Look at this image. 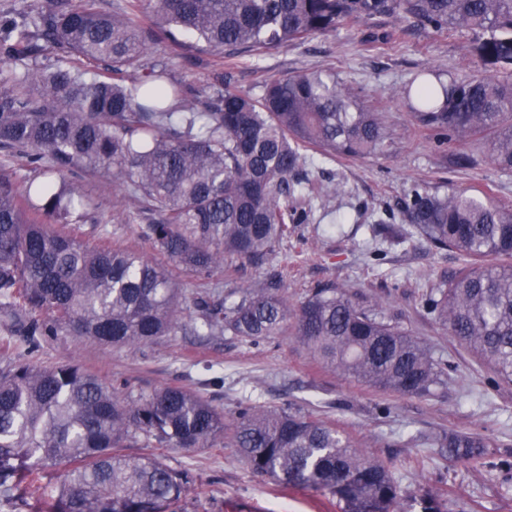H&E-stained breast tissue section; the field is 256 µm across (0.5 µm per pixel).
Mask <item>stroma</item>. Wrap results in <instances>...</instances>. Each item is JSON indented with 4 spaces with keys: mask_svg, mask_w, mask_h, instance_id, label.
I'll return each instance as SVG.
<instances>
[{
    "mask_svg": "<svg viewBox=\"0 0 512 512\" xmlns=\"http://www.w3.org/2000/svg\"><path fill=\"white\" fill-rule=\"evenodd\" d=\"M147 58L166 63L173 79L199 88L228 72L234 86L255 94L272 77L335 74L377 112L386 139L377 153L363 158L315 155L305 167L317 187L304 203L306 221L289 225L265 264L228 257L208 276L183 270L153 248L142 233L145 215L111 176L80 175L95 206L85 223L68 225V232L90 246L129 248L163 266L182 290L179 327L138 346L80 340L64 331L33 345L27 338L30 313L0 306V368L17 359L40 366L73 363L133 399L177 385L208 399L228 418L250 405L309 415L335 424L390 466L401 487L398 512H512V384L502 383L425 311V300L447 288L464 260L431 249L399 214L401 200L417 184L447 185L512 205V171L498 169L480 151L473 152L471 165H457L456 156L469 151V144L452 141L437 150L432 133L416 126L399 95L428 69L459 78L480 71L470 36L379 16L230 59L180 49L159 35ZM272 276L289 305L332 285L410 331L446 364L443 385L430 397L399 396L324 368L289 330L253 343L202 327L199 299L261 288ZM446 429L487 438L486 456L462 463L435 454L431 440ZM160 454L188 475L199 512H340L331 496L255 475L228 440L210 448H164Z\"/></svg>",
    "mask_w": 512,
    "mask_h": 512,
    "instance_id": "stroma-1",
    "label": "stroma"
}]
</instances>
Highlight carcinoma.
<instances>
[{
	"label": "carcinoma",
	"instance_id": "cac0c4a2",
	"mask_svg": "<svg viewBox=\"0 0 512 512\" xmlns=\"http://www.w3.org/2000/svg\"><path fill=\"white\" fill-rule=\"evenodd\" d=\"M400 16L436 32L467 31L498 76L443 82L428 71L403 89L411 115L444 140L468 141L512 170V0H129L121 15L95 0H58L0 31V58L31 60L0 95V145L27 158L23 187L0 176V303L46 314L28 335L124 346L178 327V288L138 252L91 249L58 224H81L94 203L70 175L107 173L152 215L153 247L185 271L209 275L233 256L259 263L305 211L300 146L359 157L385 131L357 94L320 72L271 78L258 97L219 75L208 94L144 62L156 32L191 39L190 51L227 57L273 49L349 22ZM60 47L75 60L41 63ZM99 62L103 73L82 61ZM400 213L439 251L471 260L428 312L502 381L512 383V206L463 192L413 187ZM201 301L202 326L252 342L283 325L320 363L401 396L442 384L430 348L356 306L334 287L296 307L275 281ZM232 443L251 470L283 486L336 497L341 512H395L400 487L388 467L319 419L247 406ZM224 436V413L194 391L167 386L125 401L76 364L19 362L0 370V501L28 512H188L187 476L154 454L122 449L204 448ZM433 447L470 462L487 447L473 433H443ZM56 485L46 492L43 473Z\"/></svg>",
	"mask_w": 512,
	"mask_h": 512
}]
</instances>
